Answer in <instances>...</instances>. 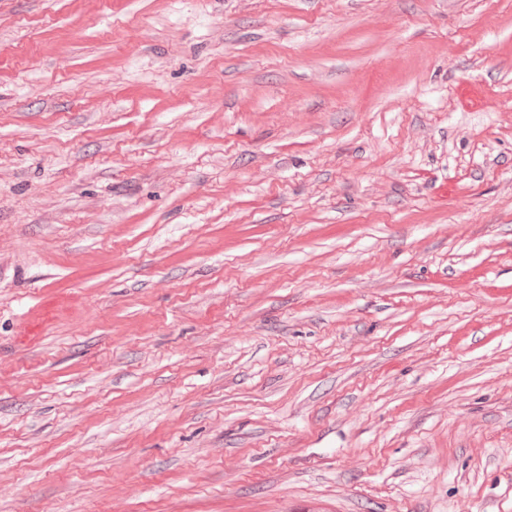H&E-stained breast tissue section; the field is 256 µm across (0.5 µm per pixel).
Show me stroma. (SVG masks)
<instances>
[{
  "mask_svg": "<svg viewBox=\"0 0 512 512\" xmlns=\"http://www.w3.org/2000/svg\"><path fill=\"white\" fill-rule=\"evenodd\" d=\"M0 512H512V0H0Z\"/></svg>",
  "mask_w": 512,
  "mask_h": 512,
  "instance_id": "stroma-1",
  "label": "stroma"
}]
</instances>
